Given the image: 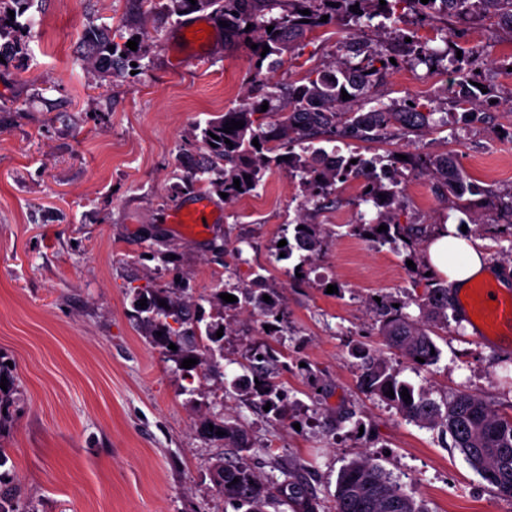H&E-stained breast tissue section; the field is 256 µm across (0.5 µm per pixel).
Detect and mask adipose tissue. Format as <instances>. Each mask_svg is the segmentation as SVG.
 <instances>
[{
  "mask_svg": "<svg viewBox=\"0 0 512 512\" xmlns=\"http://www.w3.org/2000/svg\"><path fill=\"white\" fill-rule=\"evenodd\" d=\"M423 262L458 290L466 288L473 279L490 274L483 243L464 236L451 223L436 225L424 244Z\"/></svg>",
  "mask_w": 512,
  "mask_h": 512,
  "instance_id": "ef3b65f1",
  "label": "adipose tissue"
}]
</instances>
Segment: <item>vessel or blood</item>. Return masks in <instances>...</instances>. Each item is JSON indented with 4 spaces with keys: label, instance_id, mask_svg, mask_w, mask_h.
I'll use <instances>...</instances> for the list:
<instances>
[{
    "label": "vessel or blood",
    "instance_id": "vessel-or-blood-1",
    "mask_svg": "<svg viewBox=\"0 0 512 512\" xmlns=\"http://www.w3.org/2000/svg\"><path fill=\"white\" fill-rule=\"evenodd\" d=\"M175 221L193 236L205 234L212 222L208 201L179 208ZM455 307L468 319L476 339L497 344L512 341V289L494 288L480 283L456 295Z\"/></svg>",
    "mask_w": 512,
    "mask_h": 512
}]
</instances>
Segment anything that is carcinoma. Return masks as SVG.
Wrapping results in <instances>:
<instances>
[{
  "label": "carcinoma",
  "instance_id": "cac0c4a2",
  "mask_svg": "<svg viewBox=\"0 0 512 512\" xmlns=\"http://www.w3.org/2000/svg\"><path fill=\"white\" fill-rule=\"evenodd\" d=\"M33 0H0V56L10 62L24 56L26 32L33 26L28 11ZM460 14L468 19L478 13L497 14L507 10L512 13V0H456ZM359 5V11L351 9ZM413 7L418 14L430 17L448 12V0H170L169 11L184 16L202 10H211L218 20L224 21L226 41H250L257 45L251 50L253 91L248 102L228 110L206 122L200 131V144L204 149L201 163L194 172L175 186V194H191L201 189L206 193L227 194V200H238L254 193L269 169H284L298 180L305 202L319 204L336 189L341 179L353 175L365 177L367 190L362 201L372 203V216H359L353 232L361 237L371 235V242L385 245L402 243L407 248L417 244L421 230L402 224L397 210L403 204V190L399 188L398 159L393 155L367 158L357 152L344 156L329 154L323 147L314 146L316 139L329 136L342 142L351 140L370 141L386 139L398 130H412L429 126L433 109L418 102L399 104L382 102L365 109L372 86L381 71L389 65L382 47L371 42L357 40L348 46V55L331 67L316 68L306 77L288 85L284 93L286 104L280 109L281 116L263 123L256 115H268L271 110L261 111L264 102L276 98L269 90L264 64L271 56L289 51L291 42L305 37L309 32L328 25L344 24L357 29L373 27L378 17L391 19L406 7ZM276 8L277 17L270 16ZM309 10L310 15L301 14ZM15 12L11 17L8 11ZM328 19H323V16ZM308 22L303 23L301 19ZM274 26L267 31L268 26ZM84 54L91 67L103 75L112 72L139 70L142 56L127 47L121 48L112 37L97 28L88 27L81 38ZM411 62L431 66L435 57L417 36H411ZM269 47L261 56L263 47ZM477 67L470 66V75L464 77L455 92L456 106L463 107L461 120L474 116L476 104L471 91ZM346 91L351 100L342 99ZM363 102L352 108L349 102ZM244 123L243 128L223 132L231 120ZM218 139H213V136ZM258 139L259 146L252 144ZM231 144H226L225 140ZM300 147L302 153L294 152ZM284 153H279V150ZM288 159H283V156ZM357 163H351V160ZM420 165L440 183L445 193L453 197V208L463 215L459 223H465L470 215L471 197L484 194L476 183L467 180L455 170L450 157L439 155L417 159ZM250 179H244V176ZM240 180V188L234 180ZM386 201H381L380 195ZM387 230L378 231L379 226ZM327 232L323 225L297 219L286 245L276 248V260H285L300 267L307 274L308 266L316 259L326 244ZM285 257H280V253ZM190 286L184 278L172 282L167 288L155 291L135 292V319L148 330L151 342L161 349L166 358L181 365L187 358L198 363L182 369L187 376L196 373L203 376H224V366L217 358L223 350L224 338L216 337L224 325V309L244 306L259 310L266 317V324L275 328L273 321L283 315L282 304L270 289L250 286L218 287L209 303L213 313L194 304L187 297ZM239 294L230 303L220 294ZM269 296L266 302L263 296ZM147 306H140L141 299ZM381 301L373 302L379 318L380 332L388 347L400 351L416 367L433 364L438 354L431 353L436 343L430 336L438 323L448 322V284L429 278L428 288L421 299V315L412 319L403 313L404 303L390 295H379ZM165 302L166 306L159 305ZM399 307H394V304ZM177 349H169L170 344ZM351 355L360 360V385L368 392L384 397L408 421L427 429L439 428L450 434L452 447L459 450L470 466L504 496L512 499V416L503 415L486 400L467 391L455 393L439 404L426 395L414 393L413 388L398 379V373L382 357L375 355L359 343L351 349ZM424 359L420 363L416 358ZM244 374L234 378L231 386L239 395L258 397L275 408L284 396L279 375L288 369V363L276 356V350L265 346L257 348L246 357L242 365ZM6 376L7 389L0 388V421L3 409L15 404L14 369L0 360V376ZM408 389L411 400L401 397ZM393 391L394 397L385 395ZM202 435L210 441L224 443L236 451L232 460L219 458L210 467L215 491L231 506L233 512H266V507L286 506L290 512H318L317 498L308 487L296 480L291 472L280 469L283 479L274 476L264 478L250 465L251 445L247 431L239 423H229L222 417L207 419L202 423ZM336 512H427L424 506L408 494L391 474L370 458L351 460L340 471L336 483Z\"/></svg>",
  "mask_w": 512,
  "mask_h": 512
}]
</instances>
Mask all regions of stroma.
I'll return each instance as SVG.
<instances>
[{"instance_id": "35a3bbf8", "label": "stroma", "mask_w": 512, "mask_h": 512, "mask_svg": "<svg viewBox=\"0 0 512 512\" xmlns=\"http://www.w3.org/2000/svg\"><path fill=\"white\" fill-rule=\"evenodd\" d=\"M167 5L153 0L140 13L132 0H34L25 55L0 66V357L16 365L18 398L0 424L10 456L6 489L31 512H226L209 476L223 447L199 433L202 421L220 415L245 425L262 476L278 462L310 476L319 512H332L340 469L364 455L428 512H512V500L450 439L360 387L351 355L359 342L415 391L440 402L466 390L512 415V348L479 342L456 313L435 335L440 355L427 368L382 343L372 298L394 296L418 316L427 269L420 251L351 232L367 205L347 184L317 210L276 169L249 197L213 200L216 219L205 235L171 223L184 202L174 187L200 156L197 127L242 104L252 62L247 45L219 30L205 42L186 41L183 17ZM91 25L116 43L138 42L141 70L104 76L92 69L79 47ZM432 26L434 49L445 50L453 36L481 58L486 110L463 124L448 101L458 73L402 62L373 96L436 107L431 126L355 148L368 156H451L484 189L466 233L483 241L489 264L512 282V214L487 205L488 197L512 193V27L450 15ZM349 36L337 26L307 34L273 80L288 83L332 64ZM400 171L401 223L457 220L429 177L407 165ZM300 215L331 234L303 280L273 256ZM165 253L171 261H162ZM258 273L280 295L286 318L272 336L258 312H228L224 377L188 380L133 317L135 288H165L180 276L205 296L217 281L248 285ZM260 344L287 357L279 419L224 388ZM341 403L353 416L338 424L325 410Z\"/></svg>"}]
</instances>
